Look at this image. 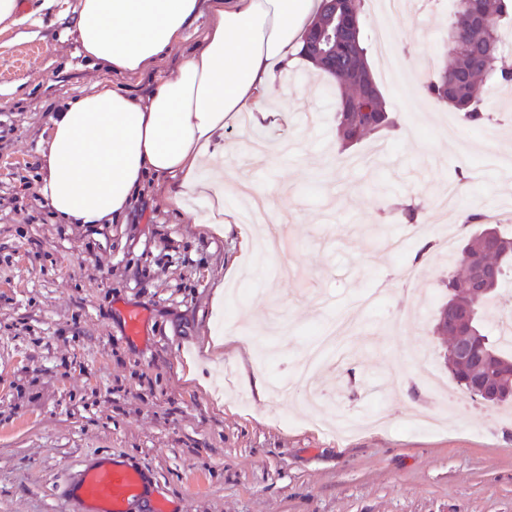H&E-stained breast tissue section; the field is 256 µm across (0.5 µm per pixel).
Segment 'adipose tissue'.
I'll list each match as a JSON object with an SVG mask.
<instances>
[{
    "label": "adipose tissue",
    "instance_id": "adipose-tissue-1",
    "mask_svg": "<svg viewBox=\"0 0 512 512\" xmlns=\"http://www.w3.org/2000/svg\"><path fill=\"white\" fill-rule=\"evenodd\" d=\"M321 0H217L198 49L175 76L141 99L113 88L112 76L154 69L199 16V0H79L81 52L106 79L50 118L40 152V196L64 224H99L123 215L145 176H171L170 202L203 203L207 226L224 231V199L239 179L224 171V130L287 122L272 107L280 78Z\"/></svg>",
    "mask_w": 512,
    "mask_h": 512
}]
</instances>
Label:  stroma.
Listing matches in <instances>:
<instances>
[{"mask_svg":"<svg viewBox=\"0 0 512 512\" xmlns=\"http://www.w3.org/2000/svg\"><path fill=\"white\" fill-rule=\"evenodd\" d=\"M40 2L18 0L32 24H0V512H81L70 485L104 457L141 469L174 512H512V409L461 391L451 408L428 381L448 373L433 327L449 262L430 227L458 226L459 250L472 232L464 212L512 204V181L449 138L457 112L422 90L401 92L370 50L395 126L343 152L339 90L296 59L287 128L224 131L228 145L267 141L259 157L241 152L237 171L288 198L269 260L289 274L255 276L231 331L214 289L243 279L248 223L221 236L202 229V206L168 202L169 179H147L118 224L58 223L38 195L51 114L106 75L80 52L78 0L49 11ZM453 13L454 0H413L394 15L364 3L368 39L385 32L425 83L450 61ZM210 19L211 0H201L163 62L114 84L148 97ZM484 98L500 125L491 147L512 150V86L486 87ZM461 171L458 206L436 211ZM413 201L418 231L397 256L387 242L404 232L399 209ZM409 260L411 280L400 276ZM376 291L375 308H358ZM130 309L143 316L134 339ZM334 317L353 328L315 367L322 403L308 406L298 387L279 396L274 382ZM415 409L440 427L414 426Z\"/></svg>","mask_w":512,"mask_h":512,"instance_id":"1","label":"stroma"}]
</instances>
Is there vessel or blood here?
I'll use <instances>...</instances> for the list:
<instances>
[{
	"label": "vessel or blood",
	"mask_w": 512,
	"mask_h": 512,
	"mask_svg": "<svg viewBox=\"0 0 512 512\" xmlns=\"http://www.w3.org/2000/svg\"><path fill=\"white\" fill-rule=\"evenodd\" d=\"M73 493L89 512H127L129 504L136 501L146 502V512H171L165 500L150 499L141 470L109 458L84 468Z\"/></svg>",
	"instance_id": "1"
}]
</instances>
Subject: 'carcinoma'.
<instances>
[{"label":"carcinoma","instance_id":"1","mask_svg":"<svg viewBox=\"0 0 512 512\" xmlns=\"http://www.w3.org/2000/svg\"><path fill=\"white\" fill-rule=\"evenodd\" d=\"M363 0H322L315 22L303 38L302 56L327 74L337 86L347 89L339 103L335 128L336 142L345 151L354 144L377 134L393 124L386 101L373 80L367 62L363 27ZM512 10V0H456L454 17L448 26V46L452 62L441 69L437 78L425 84L428 97L451 106L468 126L489 120L479 106L481 87L490 82L512 84V67L506 64L503 46L512 40V30L500 26L501 17ZM336 29V50L323 58L310 47L311 33L320 25ZM493 238L495 248L487 246ZM485 232L470 237L461 250L460 262L465 269L495 267L497 277L478 296H472L467 276H452L444 286L449 298L438 311L435 333L452 336L456 331H472L484 357L464 369H450L459 388L471 392L470 385L478 379H491L504 391L512 388V360L501 354L500 339L491 338L481 323L486 306L498 297L497 286L512 262V236ZM473 307L471 328L442 324L445 311Z\"/></svg>","mask_w":512,"mask_h":512}]
</instances>
